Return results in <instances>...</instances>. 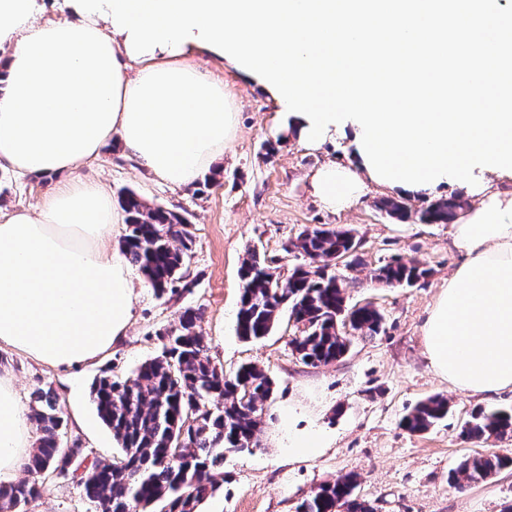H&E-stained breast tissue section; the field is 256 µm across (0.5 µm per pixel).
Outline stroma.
<instances>
[{"label": "stroma", "mask_w": 512, "mask_h": 512, "mask_svg": "<svg viewBox=\"0 0 512 512\" xmlns=\"http://www.w3.org/2000/svg\"><path fill=\"white\" fill-rule=\"evenodd\" d=\"M191 62L203 75L223 80L224 97L235 114V134L223 156L188 187L147 179L116 144L81 174L105 183L113 202L131 190L149 205L185 216L193 237V286L176 297L160 296L141 274H134L135 315L127 335L85 365L52 369L0 347V369L12 375L26 408L34 409L36 390L53 392L68 439L78 440L90 459H117L121 449L96 414L92 382L105 372L131 377L158 354L157 330L194 308L203 313L200 331L209 353L225 372L251 363L275 382L264 405L258 446L249 453H226L224 481L199 512H296L321 485L350 473L357 477L355 496L369 502L374 512H502L512 504V466L479 483L457 484L451 475L476 451L512 456V438L477 442L464 434L476 410L512 408V392L480 398L451 390L432 373L422 339L429 311L463 253L450 225L420 223L418 214L441 199H456L465 208L477 204V197L457 185L404 197L368 182L350 205L328 208L316 194L313 178L325 165H348V139L333 134L308 146L290 129L279 107L234 67L206 54L193 56ZM63 180L60 174L19 177L1 169L0 205H37ZM386 199L404 200L409 218L401 221L381 209ZM321 224L352 230L359 240V263L336 273L347 304L372 303L383 323L376 336L351 334L339 360L313 367L293 349L291 341L300 330L289 310H282L266 338L247 342L238 336V270L247 249L254 248L272 260L277 274L288 276L303 261L292 242L305 228ZM394 258L423 262L430 274L413 287L382 284L377 270ZM434 395L447 399V417L423 433L404 429L403 417ZM293 404L307 407L329 446L316 457L292 462L280 446L277 425L280 410ZM27 512H93V506L78 481L69 480L46 486Z\"/></svg>", "instance_id": "stroma-1"}]
</instances>
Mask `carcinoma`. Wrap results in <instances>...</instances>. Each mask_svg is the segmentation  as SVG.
<instances>
[{
	"instance_id": "1",
	"label": "carcinoma",
	"mask_w": 512,
	"mask_h": 512,
	"mask_svg": "<svg viewBox=\"0 0 512 512\" xmlns=\"http://www.w3.org/2000/svg\"><path fill=\"white\" fill-rule=\"evenodd\" d=\"M127 234L124 252L145 281L159 295L189 290L193 238L186 218L161 206H149L135 192L123 196ZM295 247L304 263L295 266L282 283L266 258L247 250L239 268L242 282L237 333L248 341L268 336L281 308L289 305L295 322L304 325L292 341L306 365H327L342 357L349 340L341 321L351 317L356 330L370 336L380 332L383 316L371 304L347 307L332 259L347 253L358 261L360 241L348 229L325 225L308 227ZM429 269L411 261L393 259L379 267L377 277L391 284L412 285ZM201 312L187 308L178 322L157 333L160 352L141 363L132 377L95 379L91 397L97 414L120 445L122 456L112 462H92L79 477L85 498L95 512H197L203 500L217 490L216 476L231 448L249 452L258 445L261 406L274 392V381L258 367L245 364L228 374L208 354L199 331ZM39 408L33 418L41 436L24 466V476L0 484V512H24L44 485L39 474L49 468L75 472L86 457L73 443L62 448L63 412L56 397L36 393ZM448 415V401L431 396L403 417L412 432L429 430ZM470 439L512 437V409L479 410L465 427ZM512 458L466 456L454 479L484 481ZM357 476L346 475L322 485L298 507V512H373L354 496Z\"/></svg>"
}]
</instances>
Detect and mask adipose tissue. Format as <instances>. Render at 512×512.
<instances>
[{
	"mask_svg": "<svg viewBox=\"0 0 512 512\" xmlns=\"http://www.w3.org/2000/svg\"><path fill=\"white\" fill-rule=\"evenodd\" d=\"M35 0H0V168L68 180L35 208L0 209V344L69 368L121 342L134 316L131 272L112 235L125 214L107 186L80 170L111 143L141 171L175 187L194 184L224 153L234 114L221 80L184 55L130 59L125 36L97 15L39 20ZM362 157L313 179L328 205L347 203L367 178ZM460 216L465 253L422 328L432 371L485 398L512 392V192L491 187ZM303 407L279 420L291 458L325 448ZM27 411L0 373V480L30 447Z\"/></svg>",
	"mask_w": 512,
	"mask_h": 512,
	"instance_id": "ef3b65f1",
	"label": "adipose tissue"
}]
</instances>
